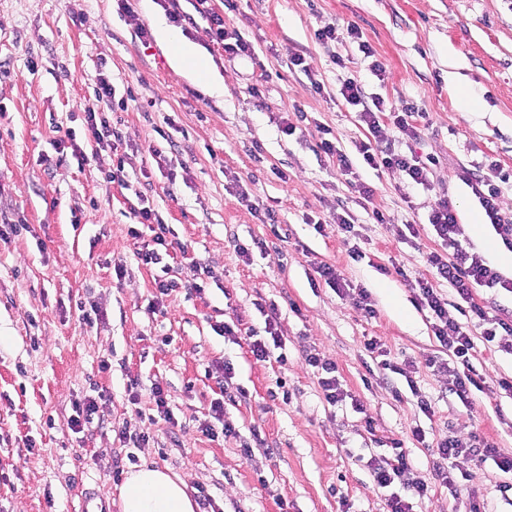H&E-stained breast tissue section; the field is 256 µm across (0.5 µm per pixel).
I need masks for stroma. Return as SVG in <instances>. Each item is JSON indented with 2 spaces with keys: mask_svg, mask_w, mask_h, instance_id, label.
Returning <instances> with one entry per match:
<instances>
[{
  "mask_svg": "<svg viewBox=\"0 0 512 512\" xmlns=\"http://www.w3.org/2000/svg\"><path fill=\"white\" fill-rule=\"evenodd\" d=\"M228 30L251 41L253 57L226 62L207 54L224 78L209 96L172 70L156 39L141 40L116 0H0V512H81L85 490L117 505L124 470L149 463L188 481L190 496L210 495L216 512H386L388 489L365 463L402 441L419 476L432 479L437 458L411 435L477 436L512 454V395L498 380L512 376V353L475 338L472 366L481 390L462 401L448 374L427 367L448 353L433 319L414 301V280L429 273L428 253L442 245L428 226L434 203L452 205L459 224L481 207L457 172L496 164L502 199L512 208V0H214ZM353 25L384 64L377 79L350 42L321 44L326 24ZM312 73L291 70L293 53ZM344 66H337L335 57ZM119 106L106 117L120 135L90 164L61 153L62 132L85 144L84 111L95 107L99 58ZM395 108L423 112L417 140L391 126L383 137L399 150L433 156L428 185L397 169L357 166L373 190L354 188L321 152V127L354 153L368 130L338 94L344 79ZM324 84L315 93L311 83ZM259 95H251V86ZM299 105L293 135L281 112ZM171 133L164 162L147 151ZM131 154L124 182L109 181L118 155ZM175 182H168V172ZM353 230L336 224L339 205ZM148 207L168 224L166 258L178 289L155 303L157 270L144 265L128 231ZM272 210L274 221L259 213ZM385 223H378L375 212ZM419 237L398 243L406 225ZM266 247L240 257L236 243ZM359 254L349 257L350 247ZM335 266L338 290L317 268ZM211 267L202 291L191 284ZM366 289L374 307L356 304ZM277 304L285 362H260L250 335L263 332L259 304ZM103 321L92 328L82 308ZM236 326L232 336L217 326ZM375 338L409 376L377 369L365 348ZM312 351L334 362L348 394L329 405ZM231 363L232 389L209 366ZM166 395L169 418L149 421L152 385ZM97 398L102 424L82 433L68 425L73 399ZM223 400L224 419L211 404ZM429 400L426 417L419 400ZM234 434L224 435L223 423ZM211 424L213 435L201 431ZM144 441L119 439L120 432ZM457 494L439 489L415 500L414 512H512V474L493 460L457 461Z\"/></svg>",
  "mask_w": 512,
  "mask_h": 512,
  "instance_id": "obj_1",
  "label": "stroma"
}]
</instances>
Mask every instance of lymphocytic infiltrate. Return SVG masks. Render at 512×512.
Returning a JSON list of instances; mask_svg holds the SVG:
<instances>
[{
	"instance_id": "lymphocytic-infiltrate-1",
	"label": "lymphocytic infiltrate",
	"mask_w": 512,
	"mask_h": 512,
	"mask_svg": "<svg viewBox=\"0 0 512 512\" xmlns=\"http://www.w3.org/2000/svg\"><path fill=\"white\" fill-rule=\"evenodd\" d=\"M189 2L194 11L187 14L180 11L177 0H160L172 23L182 24L189 21L191 14H198L206 23L204 33L209 44L222 49L225 60L231 62L236 58L253 54L254 48L251 43L225 28L224 17L215 10L213 0ZM98 70L94 94L99 108L95 111H86L84 121L90 141L104 147L111 145L113 130L101 111L112 108L115 89L106 74V61H99ZM339 94L347 104L357 107L360 121L368 127L372 135H379L381 122L386 119L402 135L413 140L418 139L419 128L413 108L406 107L399 111L389 109L383 99L376 96L368 97L363 85L351 78L343 80ZM355 148L363 162L370 168L399 169L418 185L424 186L430 181L433 173L431 159L415 153H401L396 150L392 141L375 145L362 140L356 143ZM461 179L471 187L473 194L478 198L485 217L499 241L507 249L512 250V218L506 217L503 212L499 186L494 184L489 176L469 170L462 172ZM429 224L434 236L441 240L443 245L452 247L453 253L449 256L436 251L428 254L427 264L431 275L418 279L416 302L418 306L432 311L436 318L434 334L441 345L456 359L455 364L443 363L439 369L448 372L454 393L464 399L468 397L471 386L476 385L477 380L470 374L459 373L457 366L468 363L469 352L474 342L467 326L449 318L448 301L437 288H434L433 282L437 279L447 282L467 305L472 317L483 325L484 340L499 350L512 353V322L489 315L484 306L475 302L473 295V290L477 287H499L512 293V277L504 276L479 253L462 247L460 239L465 230L462 224H459L448 200L444 199L434 204ZM436 446L438 460L433 467L436 480L432 483L417 475L401 442L398 441L393 442L391 455L371 456L367 461V467L379 487L385 488L396 482L412 491V498L421 499L431 497L437 487L452 488L451 470L457 459L462 456L494 458L502 472L512 473V455L501 453L494 444L478 437L474 436L464 441L447 436L437 441ZM412 498L391 494L386 501L387 512H414Z\"/></svg>"
}]
</instances>
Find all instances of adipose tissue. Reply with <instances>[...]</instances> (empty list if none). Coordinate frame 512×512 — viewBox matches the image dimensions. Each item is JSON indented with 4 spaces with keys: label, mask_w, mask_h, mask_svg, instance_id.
Instances as JSON below:
<instances>
[{
    "label": "adipose tissue",
    "mask_w": 512,
    "mask_h": 512,
    "mask_svg": "<svg viewBox=\"0 0 512 512\" xmlns=\"http://www.w3.org/2000/svg\"><path fill=\"white\" fill-rule=\"evenodd\" d=\"M155 29L173 70L193 74L209 93L223 94V78L196 44L169 27L163 18H156ZM196 508L186 479L147 464L129 473L119 496L120 512H196Z\"/></svg>",
    "instance_id": "1"
}]
</instances>
